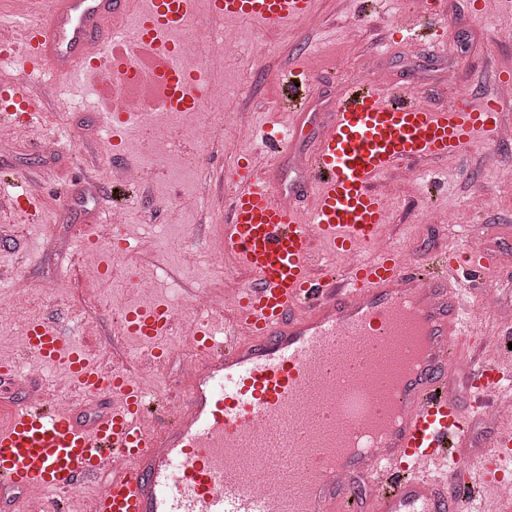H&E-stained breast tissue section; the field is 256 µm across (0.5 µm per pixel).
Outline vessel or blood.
Masks as SVG:
<instances>
[{
  "instance_id": "1",
  "label": "vessel or blood",
  "mask_w": 512,
  "mask_h": 512,
  "mask_svg": "<svg viewBox=\"0 0 512 512\" xmlns=\"http://www.w3.org/2000/svg\"><path fill=\"white\" fill-rule=\"evenodd\" d=\"M25 64L54 79L110 76L122 54L158 91L146 111L194 112L208 83L181 63L180 32L196 0H26ZM216 19H249L268 31L313 11V0H208ZM136 9L137 33L121 44L113 19ZM100 47L89 57V44ZM279 83L289 100L309 97V74ZM37 92L27 79L0 85V118L20 121ZM507 99L479 104L459 95L432 107L410 91L350 81L330 113H294L263 132L278 160L304 128L315 146L302 174L285 184L276 165L248 158L231 172L220 245L251 282L220 323L194 322L195 371L176 408L148 398L124 369L94 361L52 319L26 323L27 350L66 365L85 396L109 393L111 411L80 420L46 396L12 404L0 425V496L26 507L30 494L99 483L94 512H461L512 481V426L499 429L479 461L465 454L472 422L507 404L512 361L487 357L491 342L464 352L466 299L459 278L482 281L490 267L463 249L427 259L380 249L387 204L374 188L411 163L459 155L474 137L498 144ZM329 263L317 266V251ZM412 310L431 352L397 386L378 369L386 347H402ZM174 315L157 300L124 310V335L145 360L166 357L159 340ZM405 357L412 348L402 347ZM466 362V384L454 371Z\"/></svg>"
}]
</instances>
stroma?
Returning a JSON list of instances; mask_svg holds the SVG:
<instances>
[{
	"label": "stroma",
	"instance_id": "stroma-1",
	"mask_svg": "<svg viewBox=\"0 0 512 512\" xmlns=\"http://www.w3.org/2000/svg\"><path fill=\"white\" fill-rule=\"evenodd\" d=\"M425 2L371 0L365 7L361 0H314L311 16L281 32L241 19L218 22L241 46L212 75L228 94L224 133L237 143L235 153L221 157L200 140L195 127L178 124L170 112L155 115L150 135H126L123 153L112 154L102 147L98 100L81 84L25 73L17 58L1 68L0 79L24 74L37 85L43 119L25 128L14 154L0 156L6 191L16 192L18 176L31 180L38 200L29 214L8 204L0 208V225L13 229L11 238L0 240V270L25 277L33 289L26 308L0 317V357H20L22 325L56 307L63 312V325L94 360L121 365L137 359L144 346L117 332L113 320L119 311L158 299L185 300L191 291L215 299L228 286H246L249 276L232 256H225L219 275L203 257L224 222L219 201L235 189L227 171L245 154L265 165L262 127L288 120L277 79L290 70L301 66L311 73L307 109L318 115L356 78L406 88L437 107L451 103L463 87L474 100L494 98L500 77L512 75V16L502 13L496 0H481L474 17L468 14V0H440L439 33L452 48L436 55L421 34ZM392 23L418 29L419 35L386 39ZM148 149L165 160L166 168L151 175L147 191L121 210L119 233L131 249L113 277L86 279L82 243L111 202L108 178L95 188L85 185L77 166L85 164L92 174L100 167L136 165ZM411 171L410 179L392 171L375 184L388 201L383 233L393 243L420 257L447 248L466 247L491 257L512 249V142L491 147L478 136L462 156L415 164ZM190 191L205 197L207 206L181 211L176 198ZM148 224L169 225L179 250L164 241L145 246ZM486 224L498 225V232H483ZM163 344L168 354L162 367L137 370L136 376L143 387L159 388L162 396L175 399L187 386L181 362L191 344L179 327Z\"/></svg>",
	"mask_w": 512,
	"mask_h": 512
}]
</instances>
